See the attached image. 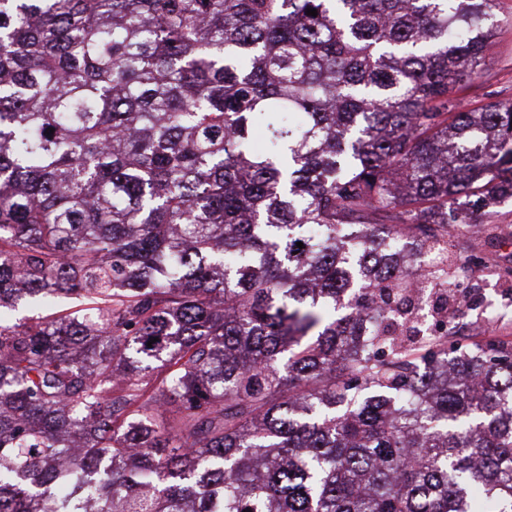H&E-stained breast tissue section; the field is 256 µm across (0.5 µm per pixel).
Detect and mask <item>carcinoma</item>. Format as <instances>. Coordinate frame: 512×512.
Returning <instances> with one entry per match:
<instances>
[{"mask_svg": "<svg viewBox=\"0 0 512 512\" xmlns=\"http://www.w3.org/2000/svg\"><path fill=\"white\" fill-rule=\"evenodd\" d=\"M499 5L0 0V512H512ZM496 44L484 76L462 93L472 106L489 100L512 99V0H500ZM477 228V231H476ZM455 244L465 250L461 255L479 252L485 257L488 269L475 267L470 277L458 282L479 288L471 307H463L456 319L454 332L463 343L487 337L512 341V280L499 278V266L512 267V238L500 241L486 237L483 224H455L451 229Z\"/></svg>", "mask_w": 512, "mask_h": 512, "instance_id": "carcinoma-1", "label": "carcinoma"}]
</instances>
